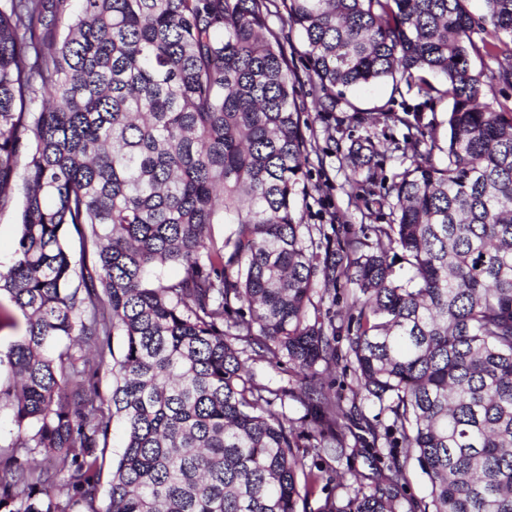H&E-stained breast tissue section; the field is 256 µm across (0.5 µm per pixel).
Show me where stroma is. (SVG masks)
<instances>
[{
    "label": "stroma",
    "mask_w": 512,
    "mask_h": 512,
    "mask_svg": "<svg viewBox=\"0 0 512 512\" xmlns=\"http://www.w3.org/2000/svg\"><path fill=\"white\" fill-rule=\"evenodd\" d=\"M269 25L279 32L284 49L292 62L296 76L297 101L301 107L303 131L311 143L304 168L305 191L297 198L298 214L303 223L330 230L332 225L345 224L352 231L389 221L392 200L390 189L397 175L411 160L403 148L408 131L405 127L387 126L378 122V114L414 113L421 118L423 131H434L439 144L448 138V112L451 102L441 78H433L434 90L424 94L417 86L406 82L384 80L372 85L349 87L336 100L330 112H319L310 93L308 65L297 32L278 17H270ZM372 145L370 172L372 196H364L355 183L352 167L346 154L352 147ZM323 312L328 313L346 336L356 310L352 305L353 291L343 287L320 289L313 298ZM322 381L342 396L343 405L353 406V420L359 426H373L378 434L386 433L391 420L378 403L364 397H353L356 377L350 363L340 360L323 373ZM273 412L285 414L300 433L298 454L306 466L321 470V478L298 512H322L327 501L346 502L357 478L371 474L373 468H384L381 458H374L370 449L357 447L336 467H329L314 449L308 436L307 408L293 397L274 401Z\"/></svg>",
    "instance_id": "stroma-1"
}]
</instances>
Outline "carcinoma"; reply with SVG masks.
I'll return each mask as SVG.
<instances>
[{"label": "carcinoma", "mask_w": 512, "mask_h": 512, "mask_svg": "<svg viewBox=\"0 0 512 512\" xmlns=\"http://www.w3.org/2000/svg\"><path fill=\"white\" fill-rule=\"evenodd\" d=\"M70 2L0 0V207L23 189L0 291L26 319L0 358L17 381L0 390L17 427L0 512L95 503L116 417L103 512H298L318 475L267 409L291 390L257 381L252 356L302 376L333 460L350 413L319 367L349 361L392 416L387 473L325 512H399L411 456L430 483L419 512H512V109L481 102L512 86V0L478 16L468 0H79L62 34ZM273 14L325 111L337 87L446 82V149L407 138L376 249L344 224L326 260L304 244L307 140ZM214 224L233 225L220 245ZM170 263L181 278H152ZM342 280L343 351L313 302Z\"/></svg>", "instance_id": "obj_1"}]
</instances>
